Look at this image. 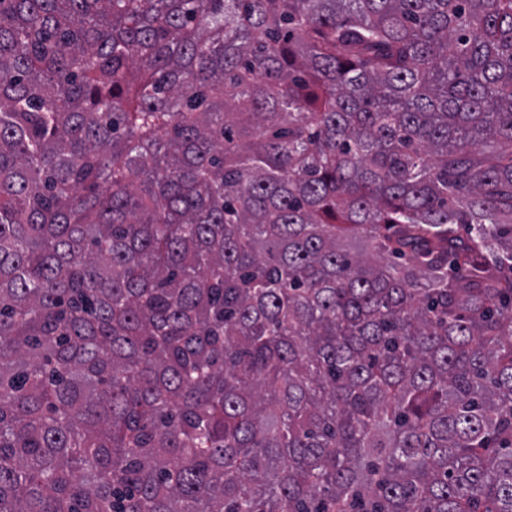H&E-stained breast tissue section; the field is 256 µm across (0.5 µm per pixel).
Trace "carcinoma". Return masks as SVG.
I'll return each instance as SVG.
<instances>
[{"label": "carcinoma", "instance_id": "carcinoma-1", "mask_svg": "<svg viewBox=\"0 0 512 512\" xmlns=\"http://www.w3.org/2000/svg\"><path fill=\"white\" fill-rule=\"evenodd\" d=\"M0 512H512V0H0Z\"/></svg>", "mask_w": 512, "mask_h": 512}]
</instances>
